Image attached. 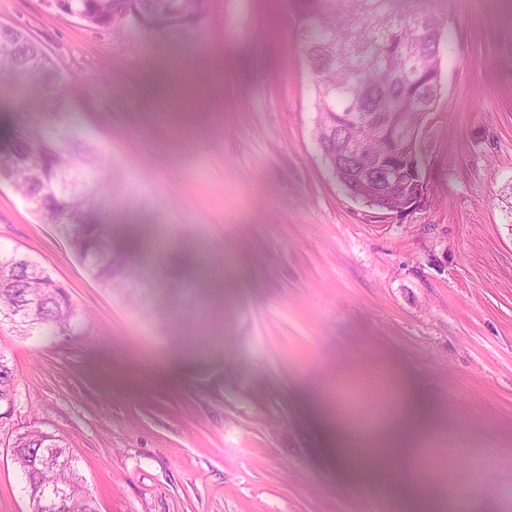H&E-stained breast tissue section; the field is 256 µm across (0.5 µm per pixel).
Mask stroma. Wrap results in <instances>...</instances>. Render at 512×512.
I'll return each mask as SVG.
<instances>
[{
    "label": "stroma",
    "instance_id": "35a3bbf8",
    "mask_svg": "<svg viewBox=\"0 0 512 512\" xmlns=\"http://www.w3.org/2000/svg\"><path fill=\"white\" fill-rule=\"evenodd\" d=\"M448 23L419 134L433 188L389 222L316 142L291 0H207L191 28L99 29L0 0L71 81L80 137L112 173L111 289L0 182V250L62 284L66 336L0 325L15 431L62 437L94 512H409L398 471L355 477L316 409L369 436L412 395L436 421L419 468L450 512H512V0H428ZM190 257L223 296L182 287ZM212 337L184 354L182 336ZM0 512H31L0 432Z\"/></svg>",
    "mask_w": 512,
    "mask_h": 512
}]
</instances>
